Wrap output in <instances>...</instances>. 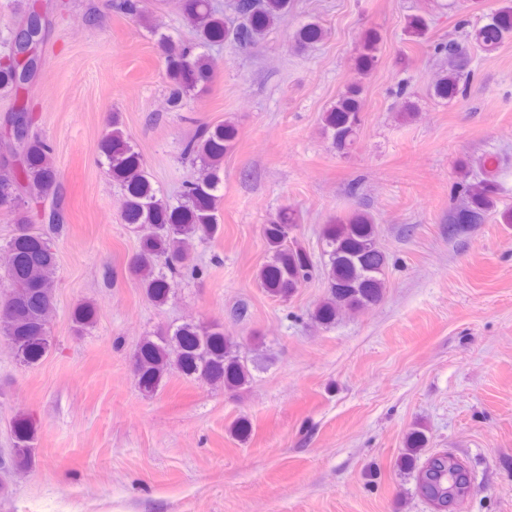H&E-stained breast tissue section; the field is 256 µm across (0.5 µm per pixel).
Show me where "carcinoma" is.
Masks as SVG:
<instances>
[{
    "label": "carcinoma",
    "mask_w": 512,
    "mask_h": 512,
    "mask_svg": "<svg viewBox=\"0 0 512 512\" xmlns=\"http://www.w3.org/2000/svg\"><path fill=\"white\" fill-rule=\"evenodd\" d=\"M291 0H234L232 15L219 17L210 0H181L183 21L196 35L186 44L159 31L142 6V0H120L119 9L157 36L159 56L168 79L167 106L180 111L188 97L205 90L211 82L214 62L209 48L230 42L249 49L262 41L287 15ZM27 31L21 34L31 55L28 59L0 62V93L19 94L29 81V71L40 58L39 15L36 7L25 11ZM465 36L477 50L495 51L512 37V0L502 5L476 27L466 20ZM404 31L409 40L430 43L433 56L444 60L429 95L442 103L466 92L472 76L470 58L453 41L429 42L430 21L410 15ZM324 35L317 23H308L292 36L294 46L305 49ZM379 37L368 31L360 38L356 69L366 75L374 67ZM360 82L349 84L320 118V133L332 148L348 154L363 126ZM400 117L412 120L418 112L405 81L395 91ZM30 112L11 118L16 128L12 160L0 162V211L12 216L14 232L5 243L13 254L12 264L0 269V337L6 339L16 359L25 367L37 366L52 345L50 333L40 324L47 309L54 307L57 288L55 238L62 232L65 216L57 196L58 169L51 145L31 129ZM238 126L231 121L199 127L182 143V155L196 168L183 185L180 202L172 206L159 196L142 163L139 152L118 112L98 144L99 162L123 191L122 219L139 240V249L128 269L149 301L163 306L174 296L177 277L185 268L198 279L203 267L190 265L192 245L216 238L222 229L220 204L224 198V155L235 145ZM456 189L460 204L448 212L450 224H480L492 217L499 224H512V208H498L493 182L495 171L483 160L459 167ZM300 215L291 208L280 210L263 225L267 259L257 272L261 288L271 297L287 300L308 280L320 275L327 292L310 312L311 320L328 328L343 312H356L381 301L386 288L388 257L378 242L374 218L359 209L336 217L320 232L319 258H314L298 240ZM96 308L77 306L72 313L76 335L93 327ZM131 365L137 385L145 396H153L173 374L229 392L248 386L258 369L246 347L222 324L186 321L147 334L137 343ZM9 455L0 466L24 470L35 461L37 428L24 414L15 418ZM425 430H411L405 438L399 467L413 475L415 490L427 503L448 500L454 469L450 455L427 450Z\"/></svg>",
    "instance_id": "obj_1"
}]
</instances>
